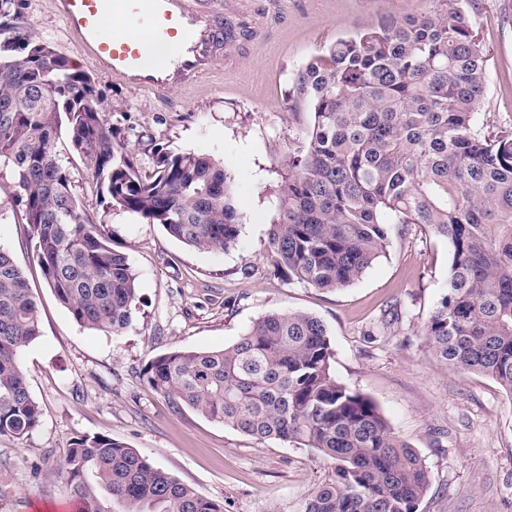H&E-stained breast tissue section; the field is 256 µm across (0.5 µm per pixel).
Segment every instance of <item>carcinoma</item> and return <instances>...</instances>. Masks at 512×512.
Wrapping results in <instances>:
<instances>
[{
    "instance_id": "obj_1",
    "label": "carcinoma",
    "mask_w": 512,
    "mask_h": 512,
    "mask_svg": "<svg viewBox=\"0 0 512 512\" xmlns=\"http://www.w3.org/2000/svg\"><path fill=\"white\" fill-rule=\"evenodd\" d=\"M17 0H0V166L13 170L47 286L81 326L119 334L138 301L127 257L112 249L73 192L56 151L82 153L107 199L198 250L237 243L223 165L159 152L150 175L116 140L91 79L20 32ZM486 56L462 0L340 38L288 89V109L314 123L288 157L266 259L272 272L335 291L389 246L390 225L423 224L451 249L446 292L424 325L443 363L495 379L512 399V130L482 133L474 116ZM40 336L23 271L0 247V435L40 424L21 363ZM325 325L272 311L215 351L172 349L145 375L172 407L257 440L314 449L333 464L304 512H418L429 473L377 405L339 383ZM81 512H224L107 435H78L57 469Z\"/></svg>"
}]
</instances>
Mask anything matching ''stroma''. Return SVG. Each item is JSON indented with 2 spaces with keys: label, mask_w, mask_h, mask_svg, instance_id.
I'll list each match as a JSON object with an SVG mask.
<instances>
[{
  "label": "stroma",
  "mask_w": 512,
  "mask_h": 512,
  "mask_svg": "<svg viewBox=\"0 0 512 512\" xmlns=\"http://www.w3.org/2000/svg\"><path fill=\"white\" fill-rule=\"evenodd\" d=\"M239 17L265 28L239 39L236 58L159 97L112 82L85 58L53 0H23L19 25L88 75L119 138L144 172L159 150L205 154L231 180L239 242L200 251L130 213L105 205L86 160L60 138L73 190L93 219H106L112 247L137 276L131 325L109 335L77 324L47 287L24 221L16 180L0 168V247L22 269L39 307L40 335L21 354L41 409L24 439L0 435V512H72L54 470L78 435L103 434L224 505V512H302L332 473L315 450L259 441L198 412L173 410L149 384L147 362L174 348L233 344L271 311L319 318L330 336L338 382L370 397L430 476L419 512H512V398L493 378L440 363L424 324L445 291L450 247L422 224L391 243L347 287L322 291L270 273L266 262L275 194L288 157L313 122L289 111L299 70L337 38L381 22L420 16L438 0H232ZM473 24L488 59L477 126L512 129V0H474Z\"/></svg>",
  "instance_id": "obj_1"
}]
</instances>
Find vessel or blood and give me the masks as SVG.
Instances as JSON below:
<instances>
[{
    "label": "vessel or blood",
    "mask_w": 512,
    "mask_h": 512,
    "mask_svg": "<svg viewBox=\"0 0 512 512\" xmlns=\"http://www.w3.org/2000/svg\"><path fill=\"white\" fill-rule=\"evenodd\" d=\"M84 56L113 81L166 96L210 74L237 24L223 0H54Z\"/></svg>",
    "instance_id": "1"
}]
</instances>
